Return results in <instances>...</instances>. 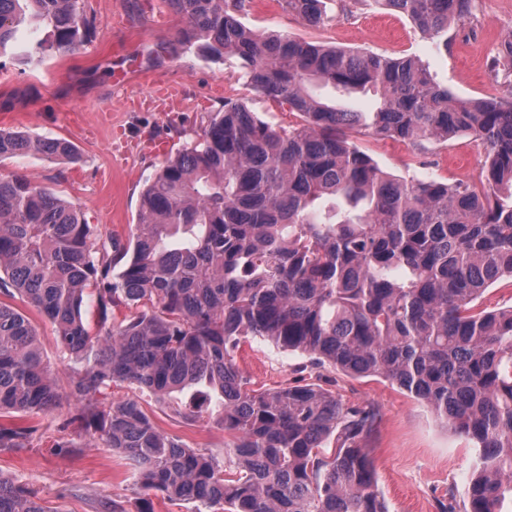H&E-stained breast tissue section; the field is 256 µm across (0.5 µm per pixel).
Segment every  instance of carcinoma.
I'll return each mask as SVG.
<instances>
[{"label": "carcinoma", "instance_id": "carcinoma-1", "mask_svg": "<svg viewBox=\"0 0 512 512\" xmlns=\"http://www.w3.org/2000/svg\"><path fill=\"white\" fill-rule=\"evenodd\" d=\"M175 41L242 61L260 96L303 124L276 130L224 101L198 139L169 158L140 197L128 245L103 240L79 205L24 177H0V275L54 325L74 358L61 392L35 327L0 302V415L39 413L66 397L71 423L105 437L127 461L136 512L153 498L226 512H387L367 442L376 415L318 383L249 388L236 352L252 336L358 378L380 377L424 401L472 441L478 464L463 508L501 512L512 495V305L475 311L485 290L512 278V98L463 100L415 56L392 58L259 34L239 15L246 0H164ZM441 37L472 0H374ZM311 27L323 0H282ZM43 31L32 53L70 54L94 26L84 0H0V58L18 30ZM372 94V112L315 98ZM369 129L401 141L471 135L486 147L484 189L407 180L382 170L351 140ZM39 154L80 162L62 139L0 128V161ZM96 287L104 332L83 319ZM128 314L115 324L114 311ZM122 383L199 417L202 389L219 398L233 440L189 448L151 421L136 397L108 400ZM33 430L0 424V449ZM336 443L334 454L323 448ZM0 512H53L37 492L0 478Z\"/></svg>", "mask_w": 512, "mask_h": 512}]
</instances>
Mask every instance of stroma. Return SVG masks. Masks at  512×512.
I'll return each instance as SVG.
<instances>
[{
    "instance_id": "1",
    "label": "stroma",
    "mask_w": 512,
    "mask_h": 512,
    "mask_svg": "<svg viewBox=\"0 0 512 512\" xmlns=\"http://www.w3.org/2000/svg\"><path fill=\"white\" fill-rule=\"evenodd\" d=\"M328 22L307 26L284 11L278 0H248L241 22L263 34H287L347 49L389 57L413 55L440 85L463 99L512 94V60L501 52L512 35V0H473L465 22L432 39L406 16L376 6L373 0H325ZM96 20L90 42L78 53H49L28 60L37 34H17V54L0 66V127L71 142L82 158L70 165L40 155L0 162V176H23L54 196L81 206L85 220L102 236L128 242L138 220V202L147 181L201 132L206 113L225 100L245 104L277 129L297 125L288 106L265 101L236 73L239 60L212 61L188 51L171 53L179 27L164 0H86ZM355 145L385 171L407 179L482 185L485 147L471 136L447 143L394 141L363 130ZM9 302L35 325L41 351L60 389L71 369L61 359L54 326L20 297ZM253 389L276 388L299 379L331 380L343 403L370 405L378 421L368 446L377 489L388 512H439L437 502L453 496L463 503L476 464V452L463 436L445 427L410 393L378 378H353L306 356L253 337L237 353ZM142 405L156 426L192 448L223 447L228 435L214 415L186 422L151 397ZM69 401L48 412L18 414L34 427L28 448L0 451V476L39 493L57 512H100L116 499L134 508L132 482L122 458L105 447L100 435L70 426ZM67 440L72 451H58Z\"/></svg>"
}]
</instances>
